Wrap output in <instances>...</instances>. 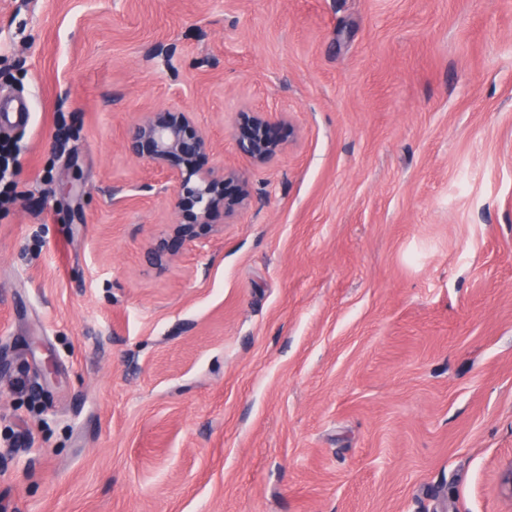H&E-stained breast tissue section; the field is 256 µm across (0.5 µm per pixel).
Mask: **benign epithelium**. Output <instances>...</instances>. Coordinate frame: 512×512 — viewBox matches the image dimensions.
Returning <instances> with one entry per match:
<instances>
[{
    "label": "benign epithelium",
    "mask_w": 512,
    "mask_h": 512,
    "mask_svg": "<svg viewBox=\"0 0 512 512\" xmlns=\"http://www.w3.org/2000/svg\"><path fill=\"white\" fill-rule=\"evenodd\" d=\"M235 140L239 152L259 164L273 159L283 147L278 123L260 112L239 113ZM124 150L162 170L176 195L179 219L157 243L159 258L201 244L213 231L216 214L231 217L250 200L248 182L236 170L198 165L213 146L189 112L166 108L148 113L129 131Z\"/></svg>",
    "instance_id": "1"
}]
</instances>
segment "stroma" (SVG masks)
Here are the masks:
<instances>
[{
  "label": "stroma",
  "instance_id": "stroma-1",
  "mask_svg": "<svg viewBox=\"0 0 512 512\" xmlns=\"http://www.w3.org/2000/svg\"><path fill=\"white\" fill-rule=\"evenodd\" d=\"M0 99V512H512V0H0ZM170 106L252 200L158 265ZM237 148L255 163L264 164L281 152L278 123L260 112H240L235 131Z\"/></svg>",
  "mask_w": 512,
  "mask_h": 512
}]
</instances>
